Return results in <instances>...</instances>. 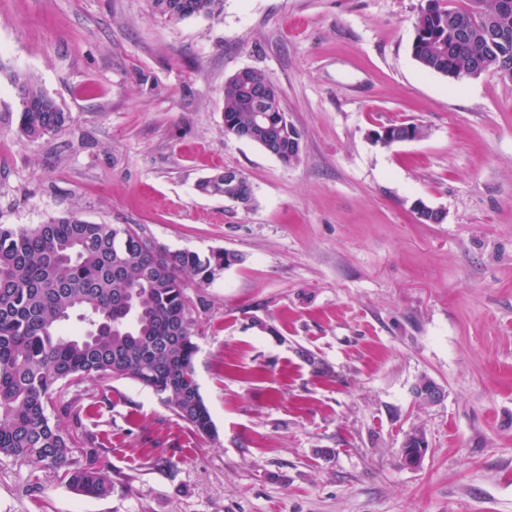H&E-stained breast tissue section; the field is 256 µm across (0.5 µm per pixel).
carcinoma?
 Masks as SVG:
<instances>
[{
	"label": "carcinoma",
	"instance_id": "carcinoma-1",
	"mask_svg": "<svg viewBox=\"0 0 512 512\" xmlns=\"http://www.w3.org/2000/svg\"><path fill=\"white\" fill-rule=\"evenodd\" d=\"M169 19L212 17L223 0H148ZM412 55L433 73L464 74L482 66L512 71V0H469L462 8H429L418 17ZM20 129L34 143L68 120L33 75L13 76ZM271 79L247 69L224 86V133L263 146L298 136L281 103L271 123L254 122L246 85ZM224 196V172L197 183ZM221 250L207 255L158 247L132 226L93 223L71 214L32 227L0 224V456L49 471L75 491L103 498L112 476L101 465L107 449L88 433L79 440L51 422L73 415L79 397L55 403L64 387L86 379H129L163 397L203 436L214 431L200 393L195 324L184 276L205 282L224 270Z\"/></svg>",
	"mask_w": 512,
	"mask_h": 512
}]
</instances>
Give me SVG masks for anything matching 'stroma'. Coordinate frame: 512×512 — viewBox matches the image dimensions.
I'll return each instance as SVG.
<instances>
[{
	"label": "stroma",
	"mask_w": 512,
	"mask_h": 512,
	"mask_svg": "<svg viewBox=\"0 0 512 512\" xmlns=\"http://www.w3.org/2000/svg\"><path fill=\"white\" fill-rule=\"evenodd\" d=\"M428 0H0V224L70 212L238 262L187 277L197 435L128 379L85 380L66 431L107 447L90 498L0 458V512H512V82L412 55ZM265 72L299 129L283 165L224 133V85ZM67 124L28 143L11 77ZM418 125L389 148L369 133ZM240 171L253 199L201 195ZM442 209L421 223L416 200ZM424 379L442 387L431 406ZM421 431L409 467L397 453ZM152 14L169 19L212 17L221 12L223 0H148ZM391 125H393V124H391ZM391 125L379 127L375 131L372 130L369 133V138L371 139V141L374 144L379 145L383 148H389L396 143H400V142L407 141V140H412L411 132H409V134L405 138H402V139L393 138L391 135L390 129H389V126H391ZM393 127L398 128V129H405V128L410 127L412 132H416L417 135H419V133H420L419 127L412 123L394 124ZM233 176L239 179L238 184L233 190L248 197L250 200L253 192L252 186L243 175L239 178L237 172L229 168H225L222 171H217L210 176L202 178L197 183V189L204 195L224 197L225 190H228V188H225L224 190V181L225 179H230Z\"/></svg>",
	"instance_id": "stroma-1"
}]
</instances>
